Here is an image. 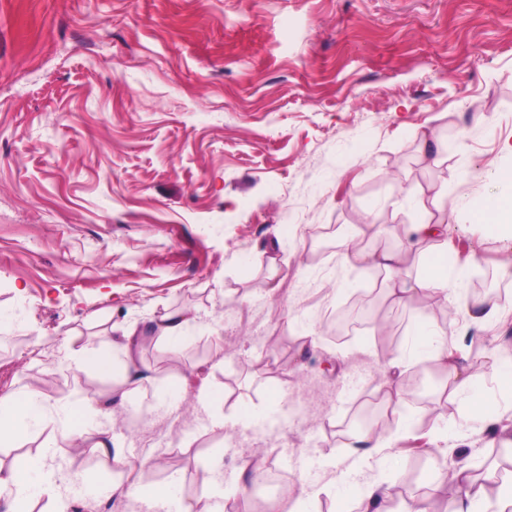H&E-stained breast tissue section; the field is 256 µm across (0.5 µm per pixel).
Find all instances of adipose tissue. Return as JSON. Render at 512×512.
Masks as SVG:
<instances>
[{"instance_id": "1", "label": "adipose tissue", "mask_w": 512, "mask_h": 512, "mask_svg": "<svg viewBox=\"0 0 512 512\" xmlns=\"http://www.w3.org/2000/svg\"><path fill=\"white\" fill-rule=\"evenodd\" d=\"M365 227L354 224L336 233L337 258L344 264L356 263L370 270L386 274V292L393 302L406 303L414 299L420 310L427 311L439 302H451L448 292L447 252L441 247L447 231L445 224L429 220L405 225L396 245L381 249L359 248L358 240ZM420 261L417 274H410L411 261ZM413 349L408 355H395L385 361L392 376H400L406 365L429 361L445 377L450 394L465 395L467 406L462 418L477 421L488 427L498 423L495 404L479 389L461 360L448 354L445 331L420 321L413 331ZM143 339L136 326L120 327L112 339V346L122 355L124 376L109 392L108 402L83 398L71 404L59 430V437L68 444L83 447L91 445L103 454L111 455L114 464L127 466L121 450L115 449L112 425L115 411L113 401H127L142 393V371L135 351ZM42 404L34 391H23L0 397V446L15 442L28 423L40 420ZM399 437L398 432H378L371 429L351 434L341 443L338 453L352 457L357 470L369 469L380 460ZM59 498L56 472L44 457H24L15 461L7 473L0 474V497L11 500L14 512H27V503L39 496ZM441 499L447 512H485L486 504H493L494 512H512V482H498L495 472H488L483 481L472 478L466 463L451 464L449 471L434 479L428 499ZM427 499L409 495L394 498L391 488L378 481L363 484L355 494L357 512H429Z\"/></svg>"}]
</instances>
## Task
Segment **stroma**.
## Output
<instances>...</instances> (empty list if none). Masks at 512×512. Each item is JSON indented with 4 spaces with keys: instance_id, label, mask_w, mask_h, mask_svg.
Returning a JSON list of instances; mask_svg holds the SVG:
<instances>
[{
    "instance_id": "1",
    "label": "stroma",
    "mask_w": 512,
    "mask_h": 512,
    "mask_svg": "<svg viewBox=\"0 0 512 512\" xmlns=\"http://www.w3.org/2000/svg\"><path fill=\"white\" fill-rule=\"evenodd\" d=\"M425 129L435 143L422 144ZM509 144L512 0H0V395L34 388L43 406L0 447V468L48 448L65 512H137L110 498L109 457L54 441L64 406L112 387L73 359L113 324L145 329L189 308L187 343L139 350L153 380L193 370L184 394L132 398L113 427L128 456L155 459L127 478L171 487L167 512L205 475L211 504L255 512L234 492L255 451L303 479L311 512H334L349 483L426 494L436 457L512 476V451L463 429L437 373L418 390L401 376L410 429L391 460L354 473L335 454L356 403L388 391L383 362L407 351L418 312L392 303L381 275L338 262L337 228L372 215L362 245L382 246L379 226L401 235L443 190L448 236L465 242L448 266L458 303L488 274L506 294L512 237L469 216L499 196ZM356 295L391 338L330 339ZM309 329L318 350L301 347ZM481 336L512 339V311L448 327L494 400ZM203 380L223 391V413L250 407L251 424L214 427L196 400ZM424 424L433 455L415 460L406 450ZM85 471L103 477L97 491L78 482Z\"/></svg>"
}]
</instances>
